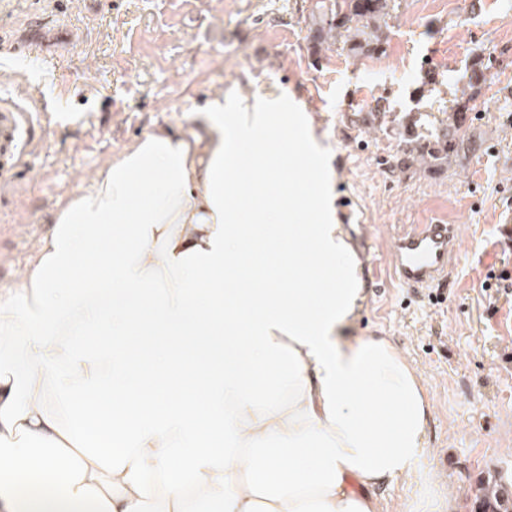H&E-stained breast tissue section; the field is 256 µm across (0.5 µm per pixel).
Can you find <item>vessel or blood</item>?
<instances>
[{"mask_svg":"<svg viewBox=\"0 0 512 512\" xmlns=\"http://www.w3.org/2000/svg\"><path fill=\"white\" fill-rule=\"evenodd\" d=\"M45 118L24 101L0 98V186L25 168ZM456 225L440 220L403 227L391 238L389 265L402 287L440 288L448 282V259L455 248Z\"/></svg>","mask_w":512,"mask_h":512,"instance_id":"1","label":"vessel or blood"}]
</instances>
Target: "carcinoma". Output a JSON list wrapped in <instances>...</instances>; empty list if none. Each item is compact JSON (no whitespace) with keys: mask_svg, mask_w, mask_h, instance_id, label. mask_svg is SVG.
Instances as JSON below:
<instances>
[{"mask_svg":"<svg viewBox=\"0 0 512 512\" xmlns=\"http://www.w3.org/2000/svg\"><path fill=\"white\" fill-rule=\"evenodd\" d=\"M397 5V0H315V7L305 18L309 50L315 54L322 45L340 41L353 56L384 53L386 29ZM489 69L482 58L473 63L468 82L470 92L454 99L446 121L390 112L380 104L372 108L382 114L385 130L398 144L400 168L409 170L417 164L426 165L438 174L451 168L453 158L468 148L465 118L474 109L473 102L488 80ZM464 509L512 512V480L500 473L478 480L466 494Z\"/></svg>","mask_w":512,"mask_h":512,"instance_id":"obj_1","label":"carcinoma"}]
</instances>
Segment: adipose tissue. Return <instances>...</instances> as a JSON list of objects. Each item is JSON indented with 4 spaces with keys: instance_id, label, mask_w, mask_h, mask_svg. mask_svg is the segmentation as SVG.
<instances>
[{
    "instance_id": "obj_1",
    "label": "adipose tissue",
    "mask_w": 512,
    "mask_h": 512,
    "mask_svg": "<svg viewBox=\"0 0 512 512\" xmlns=\"http://www.w3.org/2000/svg\"><path fill=\"white\" fill-rule=\"evenodd\" d=\"M60 205L0 293V512H376L431 405L301 189L307 116L216 93Z\"/></svg>"
}]
</instances>
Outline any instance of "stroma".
I'll list each match as a JSON object with an SVG mask.
<instances>
[{
	"mask_svg": "<svg viewBox=\"0 0 512 512\" xmlns=\"http://www.w3.org/2000/svg\"><path fill=\"white\" fill-rule=\"evenodd\" d=\"M315 0H0V97L37 84L50 125L30 164L0 189V289L88 174L158 128L179 132L215 93L225 102L286 93L309 117L331 176L334 218L361 269L347 339L387 336L418 369L432 416L412 474L375 488L377 512H464L471 485L512 473V294L487 287L512 272L501 228L512 220V0H400L382 55L308 50ZM41 12V29L29 26ZM489 81L469 114L470 147L445 174L396 167L395 140L351 136L345 116L376 103L444 112L476 57ZM354 202L347 217L345 199ZM444 217L459 228L442 304L403 288L388 269L391 235ZM375 242L361 258L363 232Z\"/></svg>",
	"mask_w": 512,
	"mask_h": 512,
	"instance_id": "obj_1",
	"label": "stroma"
}]
</instances>
